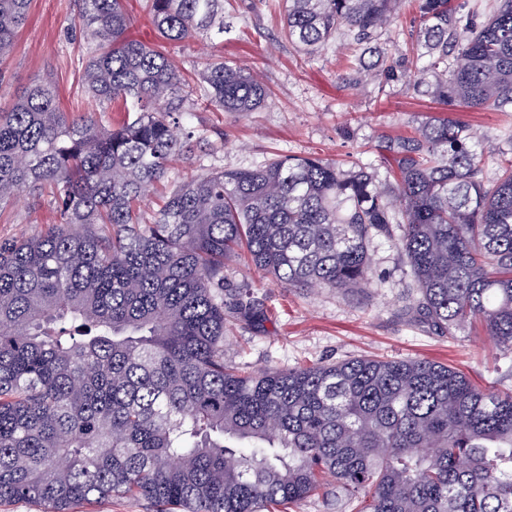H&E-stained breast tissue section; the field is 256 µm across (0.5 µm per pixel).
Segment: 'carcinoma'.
Instances as JSON below:
<instances>
[{
    "label": "carcinoma",
    "instance_id": "obj_1",
    "mask_svg": "<svg viewBox=\"0 0 512 512\" xmlns=\"http://www.w3.org/2000/svg\"><path fill=\"white\" fill-rule=\"evenodd\" d=\"M126 0H80L96 111L61 109L55 81L0 108V207L50 191L56 219L0 240V502L67 512L127 495L157 512H512V388L487 392L422 359L247 372L224 363V268L244 261L300 291L374 280L394 239L403 288L439 336L478 323L512 354V156L485 159L455 107L512 108V0L484 13L415 0L411 54L379 45L402 0H284L281 34L307 54L342 34L351 89L369 78L447 114L385 141L393 180L316 156L203 170L183 119L254 112L255 73L222 57L184 74L129 35ZM31 0H0V61ZM160 40L224 33L223 0H148ZM130 114L120 126L112 106ZM233 306L259 317L246 292Z\"/></svg>",
    "mask_w": 512,
    "mask_h": 512
}]
</instances>
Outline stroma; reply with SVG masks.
Instances as JSON below:
<instances>
[{"mask_svg":"<svg viewBox=\"0 0 512 512\" xmlns=\"http://www.w3.org/2000/svg\"><path fill=\"white\" fill-rule=\"evenodd\" d=\"M78 0H32L30 18L6 62L0 64V106L9 107L31 82L53 77L64 111L87 112L82 62L89 51L78 28ZM230 33H200L168 46L175 64L193 74L205 57L225 56L263 73L271 96L258 112L228 117L195 112L189 117L203 141L191 159L176 160L172 179L199 169H231L262 161L270 154L319 156L342 169L358 163L387 167L379 160L386 138L409 136L422 118L441 113L428 97L404 87L353 90L342 81L343 58L337 44L314 56L281 39L283 0H224ZM461 120L478 127L486 158L484 176L494 179L496 159L512 130V112L465 111ZM55 219L48 199L22 197L0 208V238L34 234ZM374 285L349 294L327 288L302 293L284 287L237 261L224 270L228 291L250 293L262 302L265 319L256 323L232 315L234 331L224 344L226 362L247 371L333 364L355 358H417L449 365L482 388L512 387V356L495 348L483 331L465 329L454 338L438 336L407 313L402 297L404 260L384 238L371 246Z\"/></svg>","mask_w":512,"mask_h":512,"instance_id":"stroma-1","label":"stroma"}]
</instances>
